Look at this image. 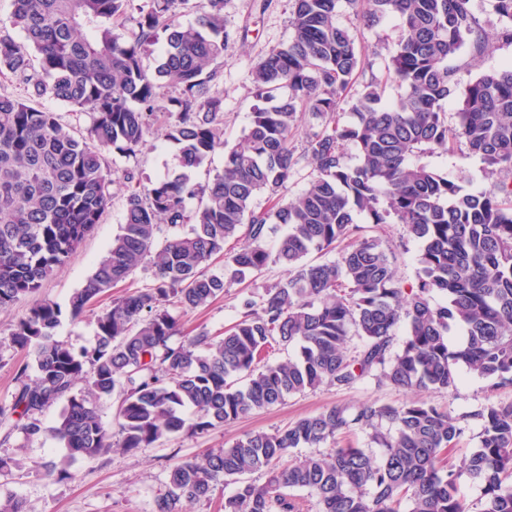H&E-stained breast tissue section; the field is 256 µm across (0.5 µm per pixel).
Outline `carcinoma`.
Here are the masks:
<instances>
[{
  "label": "carcinoma",
  "instance_id": "cac0c4a2",
  "mask_svg": "<svg viewBox=\"0 0 512 512\" xmlns=\"http://www.w3.org/2000/svg\"><path fill=\"white\" fill-rule=\"evenodd\" d=\"M11 2L0 17V75L23 84L27 96L0 94V309L36 292L99 223L112 204L106 152H139L157 113L174 117L164 138L177 145L181 168L224 150L223 170L204 186L179 173L145 187L125 172L121 231L70 296L68 313L83 318L147 261L153 278L96 316L93 345L76 350L57 340L62 309L50 300L11 330L35 377L29 364L18 367L0 427L28 439L48 432L63 445L47 475L68 479L75 462L115 446L136 451L203 434L322 385L345 389L372 378L440 392L455 386L463 365L493 390L512 387V66L460 92L455 126L445 110L455 93L448 58L466 44L480 55L493 37L512 42V0H493L501 27L492 36L471 0H349L369 27L397 16L403 35L384 78L364 84L344 125L336 113L365 59L351 29L336 22L338 0H293L291 38L255 66L257 104L244 143L230 149L220 90L224 0H146L136 17L131 0ZM190 6L195 24L184 28L176 16ZM128 20L135 31L126 41L114 27ZM161 41L150 71L143 57ZM389 82L401 93L386 102ZM44 97L88 114L85 131L34 104ZM307 115L318 129L298 148L294 130ZM457 146L500 176L492 190L470 191L420 162ZM304 163L307 186L288 199L283 191ZM261 194L271 201L266 208L254 205ZM163 224L190 229L157 250ZM367 224H400L419 245L414 287L398 286L395 253ZM238 234L245 244L224 249ZM341 242L336 260L306 261ZM271 264L287 277L242 295L224 333L173 342L183 323L172 308L204 307L224 295L226 278L243 283ZM454 330L466 339L451 346ZM353 334L363 345L351 353ZM275 344L293 354L266 361ZM113 396L115 433L100 415V401ZM54 404L59 417L47 428L41 414ZM471 417L480 422L479 446L457 466L449 452L464 428L449 411L423 400L334 405L175 465L155 512H186L228 481L236 487L224 512H297L293 489L314 496L318 512H512V403H489ZM354 430L370 431L380 457L339 441ZM328 442L336 447L295 454ZM462 470L482 484L476 510L458 494ZM259 472L265 483L245 479Z\"/></svg>",
  "mask_w": 512,
  "mask_h": 512
}]
</instances>
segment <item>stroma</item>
<instances>
[{
	"label": "stroma",
	"mask_w": 512,
	"mask_h": 512,
	"mask_svg": "<svg viewBox=\"0 0 512 512\" xmlns=\"http://www.w3.org/2000/svg\"><path fill=\"white\" fill-rule=\"evenodd\" d=\"M292 4L290 0H224V26L231 38L224 48V138L229 145L242 143L251 120L256 100L253 96L252 72L260 58L271 48L286 45L290 36ZM400 35L398 18H387L381 25L357 29L358 43L365 56L362 81L382 76L384 63ZM512 63V44L493 41L481 56H473L469 46L449 58L455 70L458 88H465L480 75L502 69ZM106 160L114 172L112 205L100 224L84 238L65 266L43 281L41 288L11 308L0 311V404L9 403L17 387L16 368L25 363L23 352L13 347L9 334L34 302L49 299L66 304L69 296L81 288L105 255L123 222L127 195L124 171H133L142 185L177 172L178 150L164 141L160 132H153L137 155L126 156L119 151L107 153ZM430 164L452 179L463 180L473 190H491L495 182L484 164L476 158L464 157L461 151L430 157ZM395 252L397 277L401 287L416 282L418 245L406 238L401 225L385 224L373 228ZM282 267L269 266L250 278L248 285H227L223 298L201 310L187 312L183 320L186 330L199 327L219 332L238 318V301L246 287H261L283 279ZM420 399L441 408H450L453 415L466 417V430L457 447V458H464L478 446L480 430L472 412L491 402L512 401V388L491 391L488 379L459 368L454 388L445 392H420ZM412 393L368 379L353 387L337 389L321 386L288 396L283 402L204 434L181 433L162 439L155 447L136 452L115 448L89 461L76 462L72 476L56 480L45 475L43 465L63 452L61 443L50 435L29 439L17 430L0 428V455L20 459L21 467L0 474V500L10 497L21 500L27 512H153L154 499L165 491L173 466L191 459H201L208 452L232 445L244 434L271 432L288 426L300 418L314 415L327 407L363 403L398 405L412 400Z\"/></svg>",
	"instance_id": "obj_1"
}]
</instances>
